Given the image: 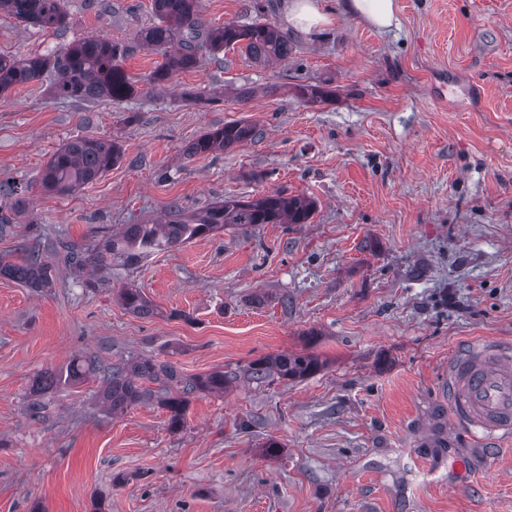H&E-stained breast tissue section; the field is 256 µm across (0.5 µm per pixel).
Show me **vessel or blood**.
<instances>
[{"mask_svg":"<svg viewBox=\"0 0 512 512\" xmlns=\"http://www.w3.org/2000/svg\"><path fill=\"white\" fill-rule=\"evenodd\" d=\"M448 406L454 424L489 444L512 438V348L470 342L448 360Z\"/></svg>","mask_w":512,"mask_h":512,"instance_id":"vessel-or-blood-1","label":"vessel or blood"}]
</instances>
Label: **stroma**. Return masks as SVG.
Listing matches in <instances>:
<instances>
[{"instance_id":"35a3bbf8","label":"stroma","mask_w":512,"mask_h":512,"mask_svg":"<svg viewBox=\"0 0 512 512\" xmlns=\"http://www.w3.org/2000/svg\"><path fill=\"white\" fill-rule=\"evenodd\" d=\"M151 2L63 0L59 33L0 13V56L103 37L130 45L122 65L141 90L64 100L46 73L0 95V185L26 198L0 260L23 262L36 242L54 271L45 288L0 276V512H512V443L494 451L456 431L443 383L470 340L512 344V0H396L386 31L323 0L336 19L311 33L289 28L291 0H273L288 60L203 48L161 89L147 79L162 55L135 40ZM250 2L200 0L199 17L248 23ZM324 82L333 92L315 103L294 91ZM231 121L261 138L186 156ZM76 137L115 141L123 157L75 191H45L50 155ZM274 191L313 199L309 222L232 227L93 276L54 247L158 221L174 202ZM127 287L157 314L127 311ZM281 352L325 366L195 395L177 429L155 403L110 412L92 377L32 393L39 374L88 355L191 376Z\"/></svg>"}]
</instances>
